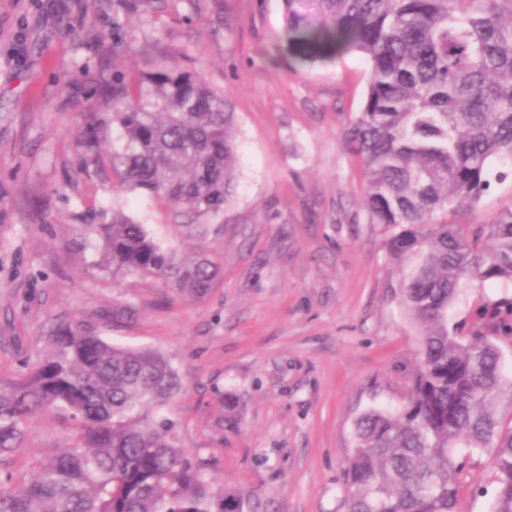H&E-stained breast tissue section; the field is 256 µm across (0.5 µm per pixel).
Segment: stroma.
Listing matches in <instances>:
<instances>
[{
	"instance_id": "stroma-1",
	"label": "stroma",
	"mask_w": 512,
	"mask_h": 512,
	"mask_svg": "<svg viewBox=\"0 0 512 512\" xmlns=\"http://www.w3.org/2000/svg\"><path fill=\"white\" fill-rule=\"evenodd\" d=\"M279 0H0V351L45 355L64 322L170 360L182 393L161 409L189 458L256 512H343L357 419L404 405L421 326L406 312L386 245L342 131L360 112L369 64L359 53L289 68ZM226 96L236 114L239 186L205 238L194 218L118 191L112 168L116 76L159 58ZM103 138L88 153L89 134ZM120 209L179 254L205 249L223 273L200 300L152 278L112 275L86 227ZM512 209V167L452 224ZM512 283L473 280L448 310L468 340ZM224 427L216 429L215 416ZM69 422H33L28 448L62 446ZM456 512H493L492 450L456 451Z\"/></svg>"
}]
</instances>
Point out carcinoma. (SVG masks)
<instances>
[{
	"mask_svg": "<svg viewBox=\"0 0 512 512\" xmlns=\"http://www.w3.org/2000/svg\"><path fill=\"white\" fill-rule=\"evenodd\" d=\"M496 2L280 0L279 38L295 62L352 51L368 60L364 105L343 137L368 187V223L400 228L389 254L423 326L405 404L356 422L345 512H455L459 447L493 448L494 512H512V430L500 431L494 412L502 355L486 335H512V301L482 313L485 330L466 343L448 332V307L469 280L512 282V210L487 224L438 220L480 202L493 163L512 165V19ZM235 120L226 97L166 60L117 79L121 188L222 216L238 188ZM89 233L112 275L150 276L181 297L207 296L221 273L217 253L181 257L120 210ZM181 389L159 352L64 325L30 369L0 357V512H254L239 492L213 487L207 463L189 459L155 416ZM46 411L71 422V436L31 455V423Z\"/></svg>",
	"mask_w": 512,
	"mask_h": 512,
	"instance_id": "obj_1",
	"label": "carcinoma"
}]
</instances>
